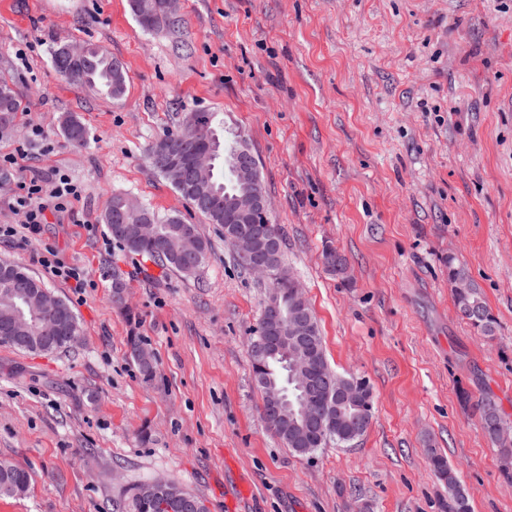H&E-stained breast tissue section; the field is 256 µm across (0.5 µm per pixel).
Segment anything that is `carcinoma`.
Here are the masks:
<instances>
[{
    "mask_svg": "<svg viewBox=\"0 0 512 512\" xmlns=\"http://www.w3.org/2000/svg\"><path fill=\"white\" fill-rule=\"evenodd\" d=\"M67 44L59 43L53 49L52 62L56 70L68 81L77 84H86L96 88L106 97L116 99L125 91V71H116L115 66L121 62L113 59L98 47H90L89 55L84 59L72 62L64 58ZM20 110L19 100L14 91L6 84L0 85V124L6 125L12 121L15 112ZM65 138L75 147L84 145L87 132L84 125L74 116H68V121L61 125ZM163 141L179 143L183 146L185 154L190 155L198 146V141L217 150L216 165L212 180L207 182V191L201 195L196 185L192 184L183 189H177L180 196L211 224L224 226V239L231 243L235 236L234 224L224 223V199L240 193L246 184V179L239 173L235 163L234 154L239 142L236 138H224V129L216 122L213 112H191L187 115L184 126L161 137ZM203 196L208 205L199 207L195 198ZM143 215L149 217V223L158 225L160 239L173 246L183 245L182 229L185 223L177 216L165 220L159 219L148 207L143 209ZM115 244L123 250L134 254L146 256L158 266L178 272L184 276H192L194 272L183 267L185 258L174 253L169 255L160 253L159 244L139 240L133 233L123 238L114 239ZM324 262L330 272L341 275L345 269L344 259L335 249L328 247L323 251ZM268 261L273 267L271 288L263 306L256 336L251 343H256L264 333L276 327V323L269 319L268 312L275 307L286 311L291 309L301 314L309 324L306 337L298 340L288 335V350L262 360L250 359L252 380L262 395V401L271 397L270 391L288 389V400L292 403L291 415L288 419V431H283L272 422H265V426L277 436L287 448L298 453L302 448L315 451L334 441L339 446L348 445L359 439L368 429L373 418V397L367 382L355 376L345 377L334 372L328 364L323 338L318 322L303 295L294 292V277L285 267L281 245L269 253ZM448 266V281L452 286V295L455 306L462 318L483 336L492 337L498 328L497 319L491 313L482 293L475 286L463 264L455 257L449 255L443 259ZM61 306L71 321V332L58 336L51 348L55 353L71 346L70 337L79 336V323L77 316L62 300ZM40 305L34 298L25 303L12 299L0 293V325L18 318V310L29 315L39 310ZM127 345L131 356L137 361L141 371L151 376L154 371L153 355L144 348L138 336H130ZM305 350L309 355L308 368L312 373L322 372L328 377L331 386H323L315 393H306L305 401L299 400L296 389L291 361L289 358ZM353 384L359 388V395L352 400L336 399V381ZM316 415L323 422L321 435H313L300 429L299 422L304 417V410ZM512 424V414L505 411L500 403L488 396L481 401L479 425L483 435L495 445L502 460L512 462V432L506 426ZM430 466L437 478L448 490L446 512H470L468 497L461 491L456 476L448 465L447 459L435 450L430 451ZM31 474L14 465L6 459H0V497H17L24 495L31 484ZM160 495L171 498L197 499V496L167 483L157 488L150 482L134 485L128 491L126 499L116 504L115 512H157L155 500Z\"/></svg>",
    "mask_w": 512,
    "mask_h": 512,
    "instance_id": "carcinoma-1",
    "label": "carcinoma"
}]
</instances>
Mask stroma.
<instances>
[{"instance_id": "stroma-1", "label": "stroma", "mask_w": 512, "mask_h": 512, "mask_svg": "<svg viewBox=\"0 0 512 512\" xmlns=\"http://www.w3.org/2000/svg\"><path fill=\"white\" fill-rule=\"evenodd\" d=\"M177 17L176 31L152 34L129 0H0V81L21 103L0 127V155L21 156L0 170V224L19 221L18 178L60 170L81 190L36 240L0 242V259L29 268L80 323L56 353L0 344V458L33 477L0 512H113L150 479L208 512H445L431 448L470 512H512L477 410L489 395L512 413V0H179ZM57 42L122 62L125 93L61 77ZM196 111L245 136L331 367L371 387V425L347 446L301 455L259 417L248 345L268 284L147 161ZM68 113L89 132L82 148L62 135ZM116 195L197 225L209 252L194 276L106 249ZM328 245L343 276L323 264ZM48 246L92 288L53 278ZM450 255L495 336L458 314ZM132 334L155 356L153 377L129 353Z\"/></svg>"}]
</instances>
